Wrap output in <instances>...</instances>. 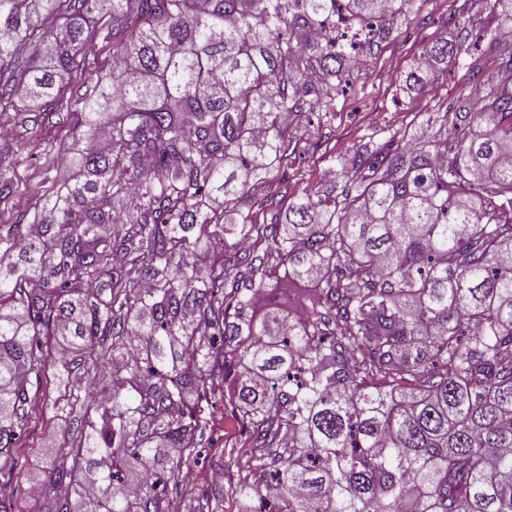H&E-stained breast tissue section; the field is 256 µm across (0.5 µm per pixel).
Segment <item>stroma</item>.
<instances>
[{"label":"stroma","mask_w":512,"mask_h":512,"mask_svg":"<svg viewBox=\"0 0 512 512\" xmlns=\"http://www.w3.org/2000/svg\"><path fill=\"white\" fill-rule=\"evenodd\" d=\"M498 27V15L489 0H415L400 30L367 54L366 66L356 68L361 95L337 94L321 123L294 121L290 134L295 150L288 182H271L278 208L287 209L306 193L316 197L340 192L345 184L343 172L355 151L376 148L389 132L425 124L429 113L445 111L449 101L469 95V88L456 80L457 69L451 62L436 64L433 79L418 91L406 90L404 79L422 50L436 40H461L473 48ZM0 125L22 147L19 174L35 183L43 175L31 167L24 145L37 134L62 138L69 119L61 112L37 125L30 109L20 105L1 117ZM224 365L225 372L215 373L199 401L201 424L191 448L182 454L181 476L170 488L168 512H210L214 507L219 512H238L236 489L252 474L256 450L232 412L237 384L231 374L236 367L233 353H225ZM43 390L46 404L17 445L13 477H0V496L15 499L19 512H44L53 496L48 471L63 464L64 450L77 440L84 422L81 414L56 409L59 391L52 375L44 376Z\"/></svg>","instance_id":"stroma-1"}]
</instances>
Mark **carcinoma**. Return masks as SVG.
I'll use <instances>...</instances> for the list:
<instances>
[{
  "mask_svg": "<svg viewBox=\"0 0 512 512\" xmlns=\"http://www.w3.org/2000/svg\"><path fill=\"white\" fill-rule=\"evenodd\" d=\"M413 0H0V112L66 111L67 141L33 140L55 199L0 143V459L43 409L54 369L85 430L53 470L46 512H165L206 388L231 348L235 408L259 455L239 512H512V82L358 151L338 194L285 215L284 118L336 92ZM366 23L321 37L336 12ZM112 24V66L75 57L81 22ZM65 20L56 25L54 21ZM437 40L421 56L456 58ZM89 86L67 100L73 71ZM480 58L461 65L481 82ZM40 232L33 236L29 225ZM250 242L240 264L201 251ZM312 282L303 315L263 269ZM95 386L75 381L71 351ZM146 478L123 492L127 460Z\"/></svg>",
  "mask_w": 512,
  "mask_h": 512,
  "instance_id": "1",
  "label": "carcinoma"
}]
</instances>
